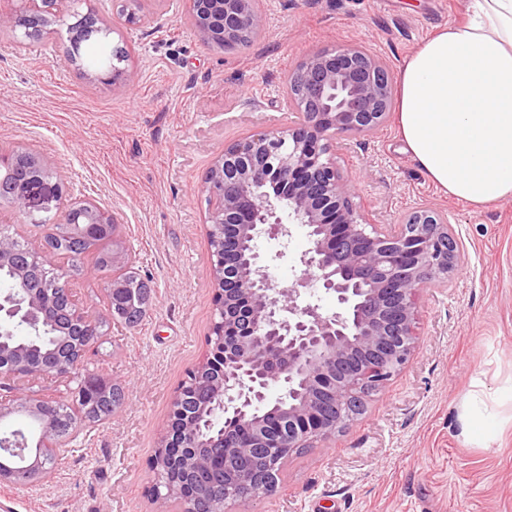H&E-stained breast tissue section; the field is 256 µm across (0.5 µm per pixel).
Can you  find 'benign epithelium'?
I'll return each instance as SVG.
<instances>
[{
  "instance_id": "1",
  "label": "benign epithelium",
  "mask_w": 512,
  "mask_h": 512,
  "mask_svg": "<svg viewBox=\"0 0 512 512\" xmlns=\"http://www.w3.org/2000/svg\"><path fill=\"white\" fill-rule=\"evenodd\" d=\"M69 0H20L0 11V30H22L38 38ZM187 21L209 46L234 48L264 26L255 0H186ZM392 104V77L386 64L358 45L341 44L308 55L288 76L283 105L295 114L288 125L224 145L206 171L203 191L210 200L207 223L213 257L214 304L220 315L207 338L208 353L188 376L199 390L195 412L187 415L176 396L172 415L182 418L180 436L195 448L168 458L170 438L156 451L151 492L166 508L179 494L159 482L168 466L184 471L221 469L233 458L252 460L260 448L281 445L288 457L343 431L366 394L384 387L410 360L416 347V296L433 279H443L458 254L448 218L423 208L397 224L378 227L354 207L351 190L336 165L338 134L361 136L381 127ZM0 208L17 214L30 207L33 189L48 185L64 198L66 211L54 227L91 224L114 234L112 211L70 191L60 166L23 150L0 148ZM307 228L310 247L296 285L284 288L261 264L259 241L288 238L292 227ZM50 248L32 249L0 235V270L29 258L19 274L29 280L44 268ZM132 255L125 247L112 256L106 305L94 319L81 312L65 283L52 288H18L0 295V418L21 405L51 407L55 399L35 397L16 384L24 378H70L84 370L97 341L90 329L116 320L129 301L126 270ZM336 296V312L317 304H297L308 279ZM25 324L39 334L49 327L67 336L76 353L56 354L57 363L30 359L24 346H11L9 326ZM282 394L266 401L270 383ZM282 420L272 432L264 416ZM232 424H246L252 438L225 447ZM77 426L62 433L47 421L35 446L24 433L0 438V482L34 487L52 479L57 458L74 440ZM35 452L37 471L13 466L11 456ZM275 473L259 480L238 472L224 494L251 499L276 492Z\"/></svg>"
}]
</instances>
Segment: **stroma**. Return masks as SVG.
I'll return each mask as SVG.
<instances>
[{
	"mask_svg": "<svg viewBox=\"0 0 512 512\" xmlns=\"http://www.w3.org/2000/svg\"><path fill=\"white\" fill-rule=\"evenodd\" d=\"M467 0H257L265 27L247 47L205 45L184 12L142 0L130 25L121 0H75L46 30L47 50H20L0 32V147L40 153L69 173L75 192L109 208L119 238L150 286L147 314L115 323L88 368L123 390L112 417L79 420L78 442L53 483L0 482V512H158L149 461L172 401L206 350L215 321L208 200L201 185L224 145L287 125L278 100L293 67L335 43L363 46L399 70L438 28L461 19ZM89 13L110 28L104 45L130 51L129 82L80 76L68 27ZM344 180L375 224L431 207L448 218L459 260L446 282L421 288L413 359L366 396L343 432L289 457L277 492L224 512H512V200L475 214L434 187L406 153L396 120L336 140ZM61 213L46 189L30 216L6 212L30 246ZM305 229L262 240L277 282L300 276ZM82 260L71 281L81 311L101 313L108 274ZM482 421L466 427L465 404Z\"/></svg>",
	"mask_w": 512,
	"mask_h": 512,
	"instance_id": "35a3bbf8",
	"label": "stroma"
}]
</instances>
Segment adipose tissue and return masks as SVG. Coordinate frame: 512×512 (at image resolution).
<instances>
[{
	"instance_id": "ef3b65f1",
	"label": "adipose tissue",
	"mask_w": 512,
	"mask_h": 512,
	"mask_svg": "<svg viewBox=\"0 0 512 512\" xmlns=\"http://www.w3.org/2000/svg\"><path fill=\"white\" fill-rule=\"evenodd\" d=\"M396 83L403 149L438 190L476 214L512 198V0H468Z\"/></svg>"
}]
</instances>
